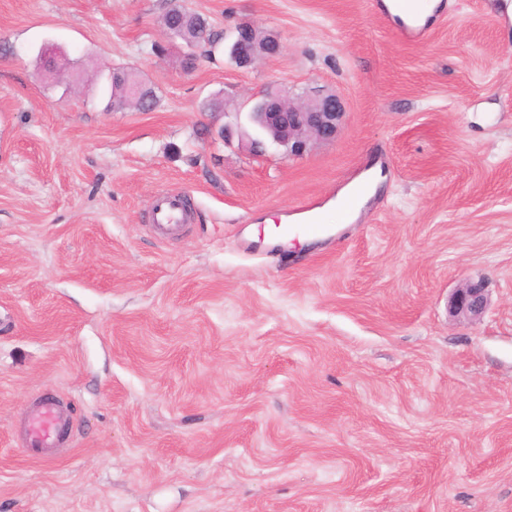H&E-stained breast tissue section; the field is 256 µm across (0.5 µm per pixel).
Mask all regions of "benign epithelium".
Masks as SVG:
<instances>
[{
    "mask_svg": "<svg viewBox=\"0 0 512 512\" xmlns=\"http://www.w3.org/2000/svg\"><path fill=\"white\" fill-rule=\"evenodd\" d=\"M282 50L277 37L271 36L266 44L254 42L243 48L235 42L228 45L231 60L240 68H246L260 57L275 56ZM53 60L55 78L68 73L69 67L53 45L42 49ZM248 120L258 131L271 135L272 143L282 146L290 156H301L318 142L331 141L339 134L345 106L340 97L323 90L311 92L301 98L287 86L268 84L249 101ZM489 306V295L480 281L465 283L453 291L449 301V314L469 321L480 319Z\"/></svg>",
    "mask_w": 512,
    "mask_h": 512,
    "instance_id": "1",
    "label": "benign epithelium"
}]
</instances>
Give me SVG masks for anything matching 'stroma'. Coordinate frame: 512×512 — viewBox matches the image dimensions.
Masks as SVG:
<instances>
[{"label":"stroma","mask_w":512,"mask_h":512,"mask_svg":"<svg viewBox=\"0 0 512 512\" xmlns=\"http://www.w3.org/2000/svg\"><path fill=\"white\" fill-rule=\"evenodd\" d=\"M184 3L283 49L187 72L172 0H0V512H512L505 0H442L416 45L366 0ZM48 43L77 85L46 78ZM116 67L155 109L108 108ZM271 82L336 93L337 137L250 153L237 109ZM228 111L230 140L207 135ZM376 163L383 193L336 235L249 244ZM163 192L191 204L166 238ZM466 281L477 322L448 315ZM42 397L72 433L37 461ZM489 302L484 284L469 281L453 291L448 310L452 317L476 321L487 311Z\"/></svg>","instance_id":"35a3bbf8"}]
</instances>
